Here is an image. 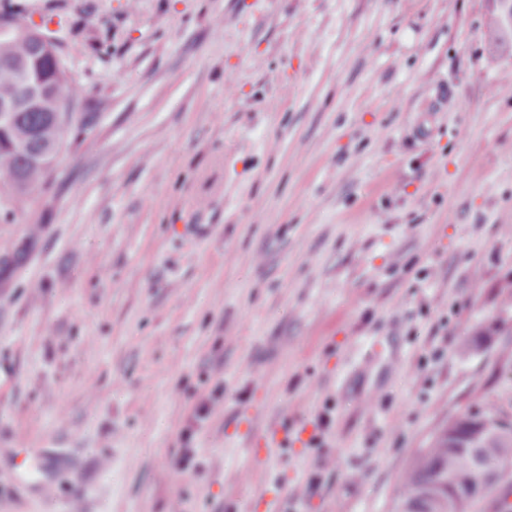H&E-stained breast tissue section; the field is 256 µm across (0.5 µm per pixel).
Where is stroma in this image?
<instances>
[{"mask_svg":"<svg viewBox=\"0 0 512 512\" xmlns=\"http://www.w3.org/2000/svg\"><path fill=\"white\" fill-rule=\"evenodd\" d=\"M493 0H0L83 88L0 209V512H393L512 419V34ZM200 469L180 472L194 406ZM321 443L252 449L271 423ZM210 414V401L202 400L194 408L192 414L187 420L183 429V450L181 456L176 461V466L182 471H187L190 463L195 458L192 440L195 434L196 426L206 419Z\"/></svg>","mask_w":512,"mask_h":512,"instance_id":"1","label":"stroma"}]
</instances>
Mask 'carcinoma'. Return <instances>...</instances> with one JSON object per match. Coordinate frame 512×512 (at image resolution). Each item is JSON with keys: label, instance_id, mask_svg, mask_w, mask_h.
<instances>
[{"label": "carcinoma", "instance_id": "obj_1", "mask_svg": "<svg viewBox=\"0 0 512 512\" xmlns=\"http://www.w3.org/2000/svg\"><path fill=\"white\" fill-rule=\"evenodd\" d=\"M32 26L39 40L7 41L0 45V103L19 100L27 93L24 75L46 87L40 106L16 113L0 128V190L7 192L11 210L25 207L50 180L62 143L74 125L82 88L65 68L56 65L58 44L47 29L24 18L0 17V28ZM499 415L480 414V422L461 419L442 428L427 448L419 450L402 479L394 512H506L503 500L512 494V482L496 495L472 493L482 474L512 453V426L497 432L481 426Z\"/></svg>", "mask_w": 512, "mask_h": 512}]
</instances>
